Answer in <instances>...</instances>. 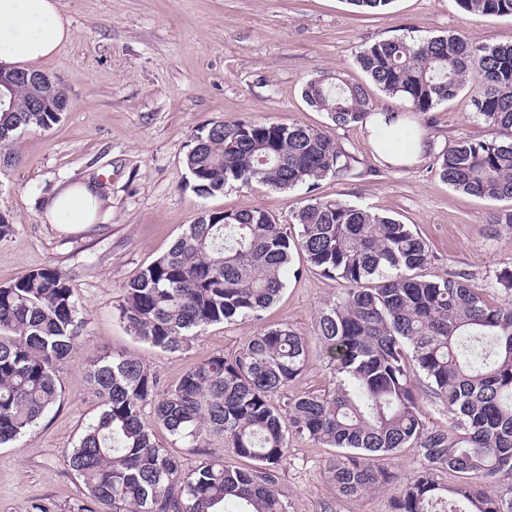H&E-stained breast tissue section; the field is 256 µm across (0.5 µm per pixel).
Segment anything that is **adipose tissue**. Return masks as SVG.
<instances>
[{"mask_svg": "<svg viewBox=\"0 0 512 512\" xmlns=\"http://www.w3.org/2000/svg\"><path fill=\"white\" fill-rule=\"evenodd\" d=\"M71 37L59 0H0V65L12 67L38 62L53 56ZM383 115L366 124L374 153L380 162L399 166L422 162L432 151L431 142L415 137L405 148L392 147L386 136L377 132ZM100 205L95 183L79 182L56 192L45 217L52 224H90Z\"/></svg>", "mask_w": 512, "mask_h": 512, "instance_id": "adipose-tissue-1", "label": "adipose tissue"}]
</instances>
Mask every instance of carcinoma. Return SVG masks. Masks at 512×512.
<instances>
[{
	"instance_id": "cac0c4a2",
	"label": "carcinoma",
	"mask_w": 512,
	"mask_h": 512,
	"mask_svg": "<svg viewBox=\"0 0 512 512\" xmlns=\"http://www.w3.org/2000/svg\"><path fill=\"white\" fill-rule=\"evenodd\" d=\"M392 0H350L375 14ZM476 15H512V0H457ZM356 62L371 83L424 115L454 97L470 71L484 82L472 105L490 136L459 138L437 156L439 174L469 196L512 201V40L475 45L457 35L382 39ZM309 107L337 127L373 116L366 88L322 74L303 89ZM20 86L14 111H0V159L29 130H47L69 107L56 83L38 111ZM357 160L324 130L298 123L219 122L202 126L186 155L192 188L214 196L232 185L306 188L296 240L265 211H204L167 253L130 280L119 317L154 347L176 351L213 323L259 329L234 359L210 356L172 387L141 361L104 355L87 371L101 412L69 457L87 489L82 512H288L279 492L292 432L340 452L329 464L338 490L357 496L388 480L383 461L419 449L424 467L395 491L391 512H512V306L490 302L460 275L427 278V241L391 216L315 195L319 181L361 176ZM342 283L322 309L320 340L335 388L274 404L301 374L306 341L288 327L263 326L286 286L291 251ZM86 321L69 277L53 265L0 285V443L24 434L60 398L59 373ZM448 408V431L428 427L417 374ZM153 407L172 437L199 448L186 468L158 444L143 419ZM240 469L202 450L210 434ZM464 476L456 485L439 472Z\"/></svg>"
}]
</instances>
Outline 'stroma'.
Returning a JSON list of instances; mask_svg holds the SVG:
<instances>
[{"label": "stroma", "instance_id": "1", "mask_svg": "<svg viewBox=\"0 0 512 512\" xmlns=\"http://www.w3.org/2000/svg\"><path fill=\"white\" fill-rule=\"evenodd\" d=\"M71 39L38 70L57 77L70 105L59 123L23 134L18 162H0V212L13 236L0 241V285L50 264L67 274L86 325L61 371L62 396L17 440L0 445V512H81L86 491L68 465L100 399L87 378L105 353L142 361L163 386L175 385L200 360L238 355L256 326L215 323L178 351L153 347L121 322L118 306L136 272L166 253L204 211L261 209L294 233L304 189L233 187L215 197L192 189L185 158L197 130L210 122L301 123L327 131L359 162L362 177L329 176L318 193L415 225L433 254L429 274L462 273L498 304H512L495 279L512 266V226L494 224L507 204L457 192L434 159L407 170L375 159L365 126L337 127L303 99L308 80L338 73L365 85L369 106L407 111V103L370 85L355 56L374 41L454 34L477 44L512 39V16H474L457 0H393L360 15L348 0H59ZM470 87L439 105L423 132L438 148L461 137L482 139ZM91 179L101 186L94 223H47L56 187ZM280 298L264 313L307 340L305 367L289 396L322 393L333 383L317 338L321 310L338 280L294 255ZM335 449L299 436L290 440L279 488L289 512H390V497L424 461L403 448L385 463L388 484L342 495L328 470Z\"/></svg>", "mask_w": 512, "mask_h": 512}]
</instances>
